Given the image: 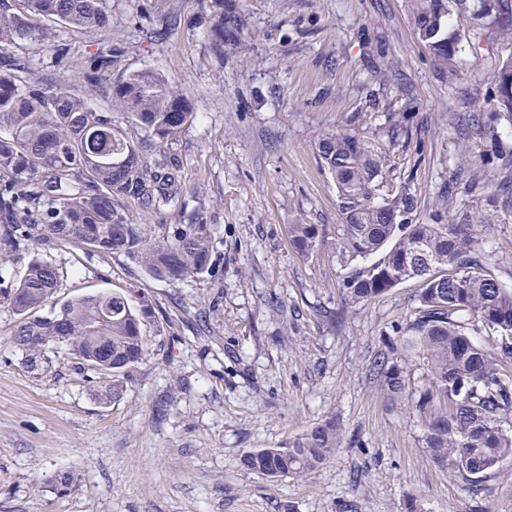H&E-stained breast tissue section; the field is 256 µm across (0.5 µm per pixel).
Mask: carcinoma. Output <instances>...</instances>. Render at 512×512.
<instances>
[{
    "instance_id": "carcinoma-1",
    "label": "carcinoma",
    "mask_w": 512,
    "mask_h": 512,
    "mask_svg": "<svg viewBox=\"0 0 512 512\" xmlns=\"http://www.w3.org/2000/svg\"><path fill=\"white\" fill-rule=\"evenodd\" d=\"M410 5L418 39L450 81L462 50L451 21L488 22L512 43V0H483L477 11L469 0ZM46 20L89 34L110 26L104 0H0V269L13 253L54 240L123 254L157 280L211 272L206 225H165L152 239L114 207L127 200L155 210L174 201L177 171L151 164L148 155L179 137L193 119L190 106L150 68L111 83L112 107L144 132L134 141L89 99L112 73V48L87 57L80 94L21 76L26 62L9 49L47 41ZM236 25L235 13L219 15L216 42ZM492 85L496 111L486 114L477 104L468 122L493 144L498 126L512 129L511 58L494 69ZM318 153L336 184L338 252L356 260L342 278L346 303L371 301L411 279L421 284L414 318L373 357L369 371L387 398L412 405L430 458L457 471L463 491L476 497L487 479L512 465V371L503 368L512 365V285L495 274L496 253L487 244L489 234L512 224V158H501L498 177L489 181L480 169L458 168L450 181L472 205L448 214L444 224H424L410 189H386V152L361 132L327 133ZM290 233L302 256L322 238L317 224H292ZM58 288V268L38 257L13 287L0 288L19 316L14 344L24 368L42 375L51 368L49 353L62 350L76 369L94 375L100 398H120V376L144 353L142 319L152 314L151 304L134 308L122 294L97 292L40 315ZM413 360L424 366L422 386L411 382ZM340 440L339 426L327 420L286 447L251 449L241 462L273 480L303 476L322 466Z\"/></svg>"
}]
</instances>
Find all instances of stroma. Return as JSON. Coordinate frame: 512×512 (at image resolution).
<instances>
[{
  "instance_id": "35a3bbf8",
  "label": "stroma",
  "mask_w": 512,
  "mask_h": 512,
  "mask_svg": "<svg viewBox=\"0 0 512 512\" xmlns=\"http://www.w3.org/2000/svg\"><path fill=\"white\" fill-rule=\"evenodd\" d=\"M236 34L213 43L210 0H109L111 28L87 36L60 23L63 62L43 45L19 51L29 78L75 89L89 53L114 48L113 76L146 67L187 98L195 117L158 163L175 164L178 200L118 209L131 223L203 224L213 274L169 282L122 254L45 242L5 267L16 283L40 257L60 271L59 299L98 291L148 299L146 346L120 400L96 398L90 378L56 358L38 378L12 342L18 317L0 302V512H512V466L481 500L434 464L418 415L391 403L368 365L413 315L418 281L345 307L335 183L317 151L349 127L387 153V187H409L418 217L464 208L445 193L482 139L458 119L492 111L495 66L512 58L492 25L463 28L448 80L414 31L409 0H232ZM181 17L159 40L162 16ZM407 114L389 142L390 119ZM319 225L324 242L303 257L291 224ZM336 419L343 439L302 477L270 480L240 464L254 448L284 446ZM69 471L67 490L54 477Z\"/></svg>"
}]
</instances>
